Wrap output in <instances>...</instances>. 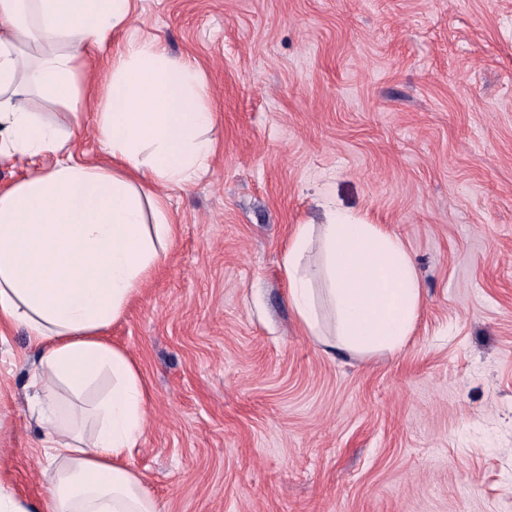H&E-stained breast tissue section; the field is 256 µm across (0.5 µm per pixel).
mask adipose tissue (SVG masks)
<instances>
[{
  "label": "adipose tissue",
  "mask_w": 512,
  "mask_h": 512,
  "mask_svg": "<svg viewBox=\"0 0 512 512\" xmlns=\"http://www.w3.org/2000/svg\"><path fill=\"white\" fill-rule=\"evenodd\" d=\"M131 0H0V154L37 160L0 189V325L35 348L33 413L46 496L0 492V512H162L125 464L147 424L140 371L104 332L166 256L174 235L154 188L184 186L214 153L206 85L190 62L137 36ZM112 46V76L87 89L89 48ZM39 94L71 115L94 108L111 166L73 162V133L31 112ZM288 299L327 353L400 351L422 286L402 242L328 207L297 225L283 259Z\"/></svg>",
  "instance_id": "obj_1"
}]
</instances>
